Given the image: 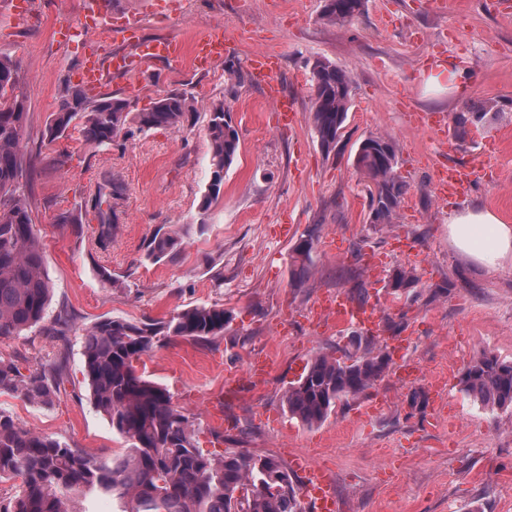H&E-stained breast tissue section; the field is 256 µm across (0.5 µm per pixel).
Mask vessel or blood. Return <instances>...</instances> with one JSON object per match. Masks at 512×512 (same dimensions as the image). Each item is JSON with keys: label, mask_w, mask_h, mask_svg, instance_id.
<instances>
[{"label": "vessel or blood", "mask_w": 512, "mask_h": 512, "mask_svg": "<svg viewBox=\"0 0 512 512\" xmlns=\"http://www.w3.org/2000/svg\"><path fill=\"white\" fill-rule=\"evenodd\" d=\"M84 10L88 20L83 26H76L69 17H62L60 25L65 37L88 38L92 33L107 27L112 19L111 14L102 6L100 0H86ZM228 46L224 40L223 29L208 31L199 36L193 49V59L197 65L204 66L211 61L223 57ZM183 47L180 41L169 39L156 42H141L137 45L134 57L103 58L90 57L76 83L88 95H96L107 80L108 74L115 71L138 70L157 60H181ZM279 60L277 57L259 52L250 60V74L253 81L262 87L266 99L278 112L282 127L292 128L296 123V110L290 99L281 89L278 73ZM476 177V168L471 164H454L445 168L437 177L440 193L445 198H460L466 196ZM322 311L328 313L333 324L353 325L370 336L380 332L381 317L374 303L354 302L337 294L321 305ZM301 471L305 481L303 494L315 512H338L337 496L323 473L311 465L302 466Z\"/></svg>", "instance_id": "b4317fda"}]
</instances>
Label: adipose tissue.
<instances>
[{"label":"adipose tissue","mask_w":512,"mask_h":512,"mask_svg":"<svg viewBox=\"0 0 512 512\" xmlns=\"http://www.w3.org/2000/svg\"><path fill=\"white\" fill-rule=\"evenodd\" d=\"M448 242L467 262L494 271L512 264V224L495 211L473 205L450 211Z\"/></svg>","instance_id":"obj_1"}]
</instances>
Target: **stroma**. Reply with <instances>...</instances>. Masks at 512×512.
Listing matches in <instances>:
<instances>
[{"label":"stroma","instance_id":"obj_1","mask_svg":"<svg viewBox=\"0 0 512 512\" xmlns=\"http://www.w3.org/2000/svg\"><path fill=\"white\" fill-rule=\"evenodd\" d=\"M63 2L38 0L28 24H0V54L22 59L27 70L23 144L33 160L29 204L54 287L48 314L70 310L76 329L65 337L41 326L0 337V356L56 362L65 373L52 407L0 395V409L89 454L124 453L125 441L91 401L82 329L104 317L162 320L219 303L231 314L222 338L209 345L178 339L137 365L193 417L200 448L286 462L304 456L330 477L340 512H512V410H486L459 385L482 354L512 362V265L490 273L448 244L454 208L479 203L512 223V15L500 12L498 0H365L360 15L336 23L323 15L325 0H112L105 36L112 51L128 50L121 31L133 12L142 15V39L187 42L220 25L230 49L197 71L186 59L110 76L104 93L139 111L182 89L197 119L188 130L158 127L95 146L73 128L53 140L46 133L84 55L58 38ZM260 49L280 57L282 90L298 110L293 129L277 126L251 79L249 60ZM318 59L335 62L352 81L348 119L329 153L312 126L309 80ZM438 63L463 72L459 90L423 93L421 74ZM480 101L496 105L502 117L458 134L457 115ZM218 106L230 113L240 149L199 232L192 225L210 180L207 124ZM370 136L394 143L397 172L408 184L390 224L371 223L367 183L354 167L359 144ZM487 142L499 148L469 195L439 199L436 172L465 163ZM112 177L123 191L103 207L116 211L119 228L103 249L92 199ZM63 211L80 217L79 235L57 227ZM182 224L191 231L177 259L144 260L155 229ZM281 224L295 225L300 235L319 229L304 287L291 284L293 243L276 238ZM372 252L385 257L377 276L365 264ZM399 268L414 270L418 281L396 293L389 277ZM105 269L117 285L103 282ZM358 283L407 345L390 352L389 371L365 394L307 426L283 409L284 391L314 355L352 354L356 332L351 325H316L310 310L328 294L354 296ZM257 353L272 358L268 379L225 395L226 374L242 372ZM404 360L417 366V380L397 379ZM416 390L427 397L420 411L409 405Z\"/></svg>","mask_w":512,"mask_h":512}]
</instances>
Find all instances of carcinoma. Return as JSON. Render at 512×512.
Segmentation results:
<instances>
[{"instance_id":"obj_1","label":"carcinoma","mask_w":512,"mask_h":512,"mask_svg":"<svg viewBox=\"0 0 512 512\" xmlns=\"http://www.w3.org/2000/svg\"><path fill=\"white\" fill-rule=\"evenodd\" d=\"M364 0H326L325 16L347 21L362 13ZM310 90L314 133L325 152L336 148L350 108L351 78L336 64L318 59L312 65ZM21 60L0 55V337L18 336L46 320L52 284L46 272L43 245L35 231L28 198L31 157L23 145L27 96ZM501 112L472 105L458 127L496 120ZM194 107L179 89L166 91L147 111L135 112L122 98L91 100L70 87L52 115L48 134L57 137L70 126L95 145H110L156 127L177 130L193 126ZM211 180L198 209L197 229L206 228L210 207L224 185V170L238 154L240 136L224 107L214 108L207 126ZM354 165L373 185L370 202L377 203L376 220L391 223L406 185L397 173L394 144L383 136L363 140ZM98 240L112 242L118 224L115 211H98ZM57 227L80 233L77 215H57ZM317 239L310 230L290 255L292 280L301 286L311 274ZM181 233L159 227L145 248V259L159 262L181 252ZM415 283L413 272L399 268L390 276L398 291ZM228 311L219 304L174 311L161 321L104 319L84 329L81 356L93 404L128 445L108 461L36 433L0 410V481L18 479L0 512H75L72 498L98 494L112 499V512H301L299 485L287 464L272 455L240 451L204 452L198 429L175 408L167 389L145 379L136 363L164 342L176 339L208 341L224 335ZM363 355L346 363L319 354L300 379L282 396L288 413L307 426L323 423L336 404L356 398L388 370L389 357L373 354L360 336L351 337ZM62 382L52 364L23 367L0 356V395L24 399L39 407L53 406ZM462 390L491 411L512 407V363L483 355L463 372Z\"/></svg>"}]
</instances>
